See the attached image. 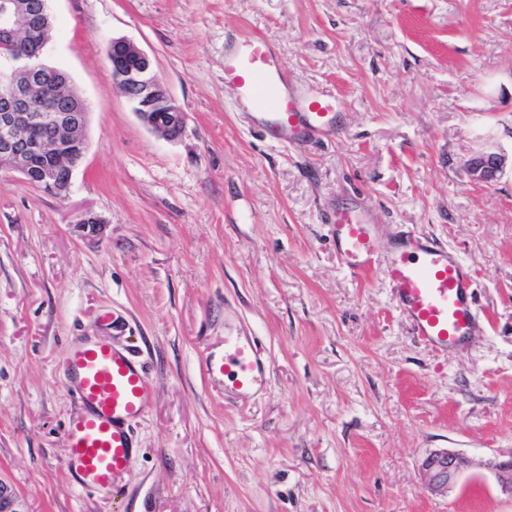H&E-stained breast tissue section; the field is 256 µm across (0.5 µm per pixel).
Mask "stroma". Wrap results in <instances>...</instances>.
Instances as JSON below:
<instances>
[{"label": "stroma", "instance_id": "35a3bbf8", "mask_svg": "<svg viewBox=\"0 0 512 512\" xmlns=\"http://www.w3.org/2000/svg\"><path fill=\"white\" fill-rule=\"evenodd\" d=\"M47 60L89 107L66 193L0 171V478L29 512H512L489 459L512 456V0H51ZM262 34L341 132L269 140L224 84V49ZM117 37L150 57L186 114L169 141L113 84ZM369 206L379 258L401 234L457 251L479 327L440 352L379 270L336 257L330 218ZM104 222L86 240L84 213ZM229 335L267 369L238 397L203 372ZM105 340L147 368L120 494L63 468L80 407L70 347ZM473 460L446 495L430 452ZM506 156L499 152H480L467 162V173L475 184H491L503 173Z\"/></svg>", "mask_w": 512, "mask_h": 512}]
</instances>
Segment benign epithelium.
I'll return each instance as SVG.
<instances>
[{
  "label": "benign epithelium",
  "mask_w": 512,
  "mask_h": 512,
  "mask_svg": "<svg viewBox=\"0 0 512 512\" xmlns=\"http://www.w3.org/2000/svg\"><path fill=\"white\" fill-rule=\"evenodd\" d=\"M31 5L28 0H3L0 3V77L13 80L11 94L0 99V159L10 171L32 183L30 146L21 141V130L39 123L44 128L36 147L44 152H61L64 140L85 128L88 113L80 112L65 102L57 112L39 114L32 111L39 85L56 80L57 70L41 60H32L14 52L22 27L29 23ZM112 43L123 46L134 56L136 64L112 73L113 83L133 105L140 119L168 140H176L186 132L185 112L175 103L166 86L153 69L149 56L126 38H114ZM506 156L499 152H480L467 162V173L476 184H491L503 173ZM83 238L102 234V221L91 213L84 214L75 224ZM472 462L451 450L429 453L420 464L425 489L431 494H444L455 485L459 475ZM483 466L494 471L502 490L512 494V457L489 460ZM0 512H28L24 499L14 487L0 479Z\"/></svg>",
  "instance_id": "obj_1"
}]
</instances>
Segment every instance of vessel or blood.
<instances>
[{
	"label": "vessel or blood",
	"mask_w": 512,
	"mask_h": 512,
	"mask_svg": "<svg viewBox=\"0 0 512 512\" xmlns=\"http://www.w3.org/2000/svg\"><path fill=\"white\" fill-rule=\"evenodd\" d=\"M224 83L242 111L272 139H310L342 127L337 98L297 90L270 43L255 32L224 50ZM333 242L342 266L359 276L376 267L378 242L368 206L338 210ZM392 298L414 334L439 350L454 348L476 328L475 279L460 257L420 236L401 237L381 267ZM205 372L241 396L259 392L266 367L251 336H228L224 352L207 356ZM69 388L81 405L65 432L64 467L85 490L120 489L137 455L130 425L154 396L142 364L106 343H84L68 358Z\"/></svg>",
	"instance_id": "b4317fda"
}]
</instances>
